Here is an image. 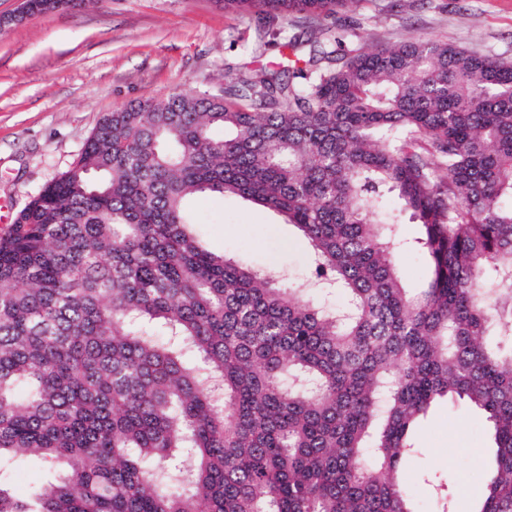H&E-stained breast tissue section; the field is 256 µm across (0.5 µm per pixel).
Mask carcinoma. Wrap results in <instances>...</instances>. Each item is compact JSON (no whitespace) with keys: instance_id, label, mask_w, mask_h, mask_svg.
<instances>
[{"instance_id":"carcinoma-1","label":"carcinoma","mask_w":512,"mask_h":512,"mask_svg":"<svg viewBox=\"0 0 512 512\" xmlns=\"http://www.w3.org/2000/svg\"><path fill=\"white\" fill-rule=\"evenodd\" d=\"M355 2L224 10L312 25ZM346 38L291 36L286 69L103 115L19 211L0 238V512H420L402 468L444 398L488 423L468 512H512V61ZM205 193L283 215L308 275L203 248L187 203ZM30 456L62 474L23 502L3 480ZM400 267L405 281L410 286L418 285L426 274V268L415 253H405L400 257Z\"/></svg>"}]
</instances>
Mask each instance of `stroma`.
Returning a JSON list of instances; mask_svg holds the SVG:
<instances>
[{
    "label": "stroma",
    "mask_w": 512,
    "mask_h": 512,
    "mask_svg": "<svg viewBox=\"0 0 512 512\" xmlns=\"http://www.w3.org/2000/svg\"><path fill=\"white\" fill-rule=\"evenodd\" d=\"M390 0H360L354 11L321 21L348 28L367 44L445 39L512 60V0H433L402 14ZM270 35L258 39V30ZM308 27L274 15H228L222 0H96L79 10L30 16L0 30V237L11 219L77 158L106 113L151 96L216 93L224 77L283 66L288 52L274 30ZM195 232L207 250L299 277L306 262L297 229L284 217L238 197L209 194L194 201ZM479 411L437 404L416 434L409 479L427 474L451 483L461 501L478 497L482 460L470 449L489 446ZM57 465L19 459L4 487L15 499L55 481Z\"/></svg>",
    "instance_id": "35a3bbf8"
}]
</instances>
